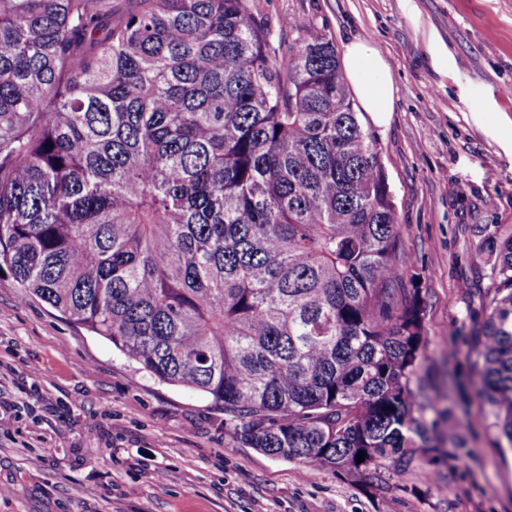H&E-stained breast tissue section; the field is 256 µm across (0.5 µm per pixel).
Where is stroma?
<instances>
[{"label": "stroma", "mask_w": 512, "mask_h": 512, "mask_svg": "<svg viewBox=\"0 0 512 512\" xmlns=\"http://www.w3.org/2000/svg\"><path fill=\"white\" fill-rule=\"evenodd\" d=\"M253 12L280 60L297 16L391 64L394 110L372 133L405 276L426 302L410 389L436 456L376 481L238 447L209 396L154 380L6 272L0 512H512V448L493 417L473 394L445 413L493 295L474 227L512 229V0H254Z\"/></svg>", "instance_id": "1"}]
</instances>
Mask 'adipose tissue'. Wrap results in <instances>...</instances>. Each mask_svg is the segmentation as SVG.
I'll return each instance as SVG.
<instances>
[{
	"label": "adipose tissue",
	"instance_id": "1",
	"mask_svg": "<svg viewBox=\"0 0 512 512\" xmlns=\"http://www.w3.org/2000/svg\"><path fill=\"white\" fill-rule=\"evenodd\" d=\"M341 60L361 111L367 113L372 123L384 124L394 110L395 101L389 62L360 39L343 44Z\"/></svg>",
	"mask_w": 512,
	"mask_h": 512
}]
</instances>
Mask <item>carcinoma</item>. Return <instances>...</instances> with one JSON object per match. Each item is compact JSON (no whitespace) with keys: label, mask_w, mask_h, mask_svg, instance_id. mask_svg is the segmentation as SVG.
<instances>
[{"label":"carcinoma","mask_w":512,"mask_h":512,"mask_svg":"<svg viewBox=\"0 0 512 512\" xmlns=\"http://www.w3.org/2000/svg\"><path fill=\"white\" fill-rule=\"evenodd\" d=\"M252 0H0V267L305 469L408 470L420 288L336 45ZM477 393L512 447V233ZM366 453L357 462L358 452Z\"/></svg>","instance_id":"obj_1"}]
</instances>
